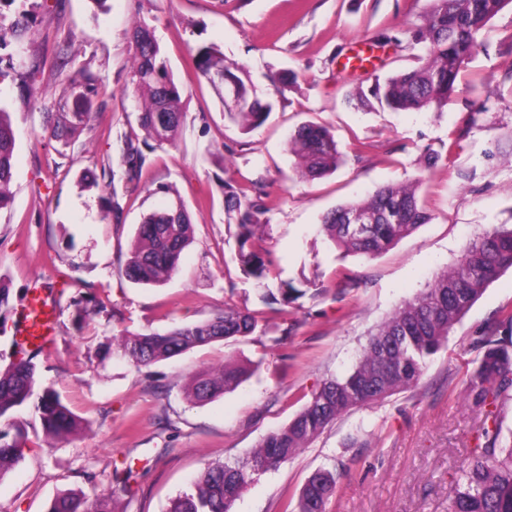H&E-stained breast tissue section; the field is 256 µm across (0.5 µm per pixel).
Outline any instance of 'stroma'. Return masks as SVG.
<instances>
[{
  "label": "stroma",
  "mask_w": 512,
  "mask_h": 512,
  "mask_svg": "<svg viewBox=\"0 0 512 512\" xmlns=\"http://www.w3.org/2000/svg\"><path fill=\"white\" fill-rule=\"evenodd\" d=\"M424 0H0V102L16 137L13 198L0 210V285L13 311L41 283L56 287L53 348L38 358L40 381L85 421L46 440L31 408L19 463L0 480V512H46L59 493L107 488L114 466L133 469L115 512H168L208 464L242 457L287 424L323 380L349 372L369 333L453 265L494 224H512V8L496 15L436 112L366 110L349 104L347 56L373 50L384 74L411 61L406 30ZM158 39L185 114L172 145H146L132 83L133 26ZM399 45L379 46L382 34ZM218 46L244 66L275 107L243 132L224 112L193 56ZM91 78L94 114L73 142L49 139L45 115L63 106L71 78ZM324 125L349 160L312 182L296 178L288 139ZM441 162L425 170L427 151ZM426 173L419 193L429 223L372 259L342 257L319 227L337 204ZM232 178L270 207L261 245L278 279L304 295L268 335L199 347L146 368L113 356L122 332H163L223 312L261 309L264 286L234 260L221 187ZM185 201L193 243L177 274L159 286L133 283L125 265L143 216ZM101 310L83 315L87 300ZM512 307V270L487 286L458 322L418 385L351 411L294 459L259 476L234 512H283L317 470L337 473L329 512H448L451 478L468 460L481 422L463 380L473 341ZM0 322V364L12 355L15 317ZM289 331L288 340L275 336ZM257 372L211 403H187L183 386L225 358Z\"/></svg>",
  "instance_id": "obj_1"
}]
</instances>
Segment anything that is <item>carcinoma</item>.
I'll list each match as a JSON object with an SVG mask.
<instances>
[{
  "instance_id": "carcinoma-1",
  "label": "carcinoma",
  "mask_w": 512,
  "mask_h": 512,
  "mask_svg": "<svg viewBox=\"0 0 512 512\" xmlns=\"http://www.w3.org/2000/svg\"><path fill=\"white\" fill-rule=\"evenodd\" d=\"M512 0H426L423 11L408 28L411 44L422 51L415 61L392 73L373 74L371 83L354 87L351 100L359 107L392 112H424L447 104L456 81L481 46L479 36ZM138 51L132 76V94L139 103V123L146 138L158 145L173 143L182 125L181 93L169 70L154 32L145 24L132 30ZM194 61L200 75L212 84H227L235 111L230 118L245 132L265 123L274 102L261 100L247 73L229 65L224 52L214 46L198 49ZM70 90L80 100L72 112L47 114V129L57 140L72 139L92 118L90 89ZM15 135L10 112L0 106V209L11 200ZM301 180L321 178L345 164L334 136L324 126L302 124L288 142ZM423 178L386 184L372 195L337 205L322 219L327 239L346 254L374 258L400 239L429 223L430 215L418 196ZM224 209L238 228L236 258L241 272L258 281L271 275V261L256 246L257 231L266 205L252 200L231 180L224 181ZM353 216L365 224H349ZM191 214L178 195L159 211L143 216L125 274L142 285H161L178 271L183 252L193 243ZM512 268V225L499 224L466 244L457 262L439 272L428 286L404 302L394 314L369 334L353 369L331 377L288 424L269 432L258 448L241 459L208 465L191 492L172 500L169 512H233L245 488L259 475L292 460L325 429L351 410L382 401L416 385L427 363L448 341L453 326L467 313L484 289L501 272ZM303 296L290 283L266 289L262 303L273 313ZM512 329V309L504 307L474 341L479 351L466 373V399L484 415L471 459L457 473L450 512H512V427H504L503 410L512 405V341L496 338L500 329ZM268 320L255 312L225 304L224 313L201 322L175 326L163 333H127L112 343V354L137 368L210 343L267 334ZM38 351L20 349L18 356L0 366V480L21 460L26 421L16 412L32 407L43 433L59 439L77 431L82 421L52 389L39 381ZM247 368L233 360L214 370L194 375L185 388L187 400L203 405L237 387ZM132 467L114 468L105 492L94 507H87L83 492L54 497L47 512H114V500L130 492ZM336 494V477L329 470L313 473L289 512H327Z\"/></svg>"
}]
</instances>
